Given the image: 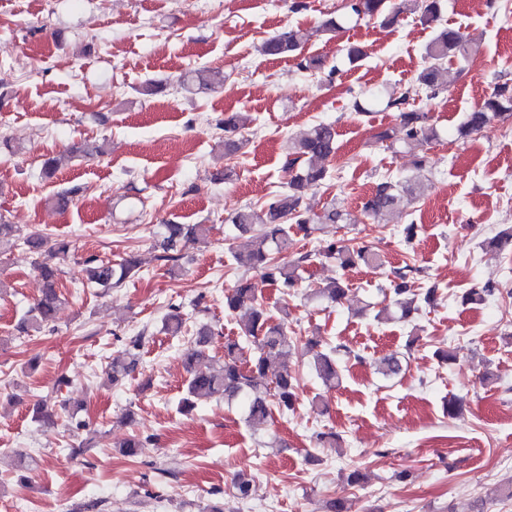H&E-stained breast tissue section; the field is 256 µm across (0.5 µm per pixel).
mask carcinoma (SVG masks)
I'll use <instances>...</instances> for the list:
<instances>
[{
    "label": "carcinoma",
    "mask_w": 512,
    "mask_h": 512,
    "mask_svg": "<svg viewBox=\"0 0 512 512\" xmlns=\"http://www.w3.org/2000/svg\"><path fill=\"white\" fill-rule=\"evenodd\" d=\"M349 14L357 18L376 17L384 24H392L403 14H416L421 21L434 30V36L425 47L423 65L417 82L427 96L438 95L446 84L445 65L450 60L466 59L472 47L460 31L441 23L442 0H348ZM305 41L299 29L287 28L267 39L261 46L265 56H288L301 53ZM198 83L203 89L221 86L224 76L218 71H195L183 78L182 84ZM386 108L398 112L404 136L403 143L418 151L416 164L426 162L429 145L440 139L436 124L430 122L425 112L407 107V96H391ZM512 120V85L498 83L492 92L466 113L460 132L464 135L481 131L493 119ZM251 119L244 113H233L224 117L222 127L226 133L245 129ZM336 154V130L330 124H314L298 137L289 140L287 168L291 172L288 191L276 192L261 205H246L231 214L229 221L238 230L251 233L246 251L236 260L244 268L259 272L273 286L288 291L298 285L299 269L308 261V255L293 251L294 235L302 232L308 236L316 224H337L343 221L342 213L332 207L321 215L309 214L301 208L302 194L322 187L330 179L329 171L320 165ZM401 200V183L384 177L377 184L364 209L374 216L394 212ZM209 228L205 224H165L159 247V259L175 263L179 260L178 245L182 239L194 237L205 241ZM25 243L35 255L33 267L46 283L41 299L21 320L20 329L28 334L39 332L53 322L59 296L55 290L57 261L65 260L71 252V243L66 239H55L46 244L45 239L33 232L25 236ZM327 258L336 260L340 268L349 269L359 265L380 267L383 256L367 245H350L342 240L330 243L323 249ZM91 286L106 295L135 276L140 261L129 254L117 263L105 262L96 257L84 260ZM419 272L414 265L392 271L389 291L399 306L400 317L406 319L418 309V301L429 304L434 301L436 289L429 288L420 296L412 292L411 275ZM318 293L331 303L341 301L345 289L332 281L318 289ZM224 308L229 312L244 311L239 338L224 342V363L217 369L198 370L196 362L204 357L205 347L212 336L209 325L202 324L196 331L193 346L185 353V363L190 377L188 395L194 399L223 398L240 400L245 421L255 430L265 429L271 421L275 405L283 411L293 409L296 401V377L288 367H273L269 357L281 356L292 346V337L282 322H274L268 315L264 302L252 292L250 284L239 282L224 295ZM146 334L141 331L128 338L123 357L112 360L108 368V379L117 384L135 370L139 362V351ZM251 351V358L244 359V352ZM349 351L343 345L319 350L315 357V370L325 384L338 381L336 353Z\"/></svg>",
    "instance_id": "1"
}]
</instances>
